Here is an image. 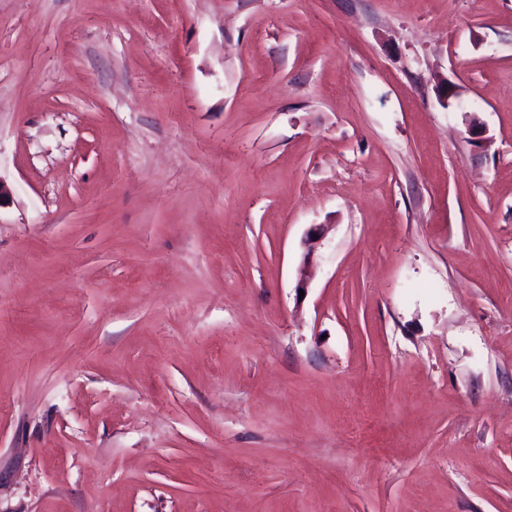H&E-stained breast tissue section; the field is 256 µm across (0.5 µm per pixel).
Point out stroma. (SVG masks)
Listing matches in <instances>:
<instances>
[{"instance_id":"1","label":"stroma","mask_w":512,"mask_h":512,"mask_svg":"<svg viewBox=\"0 0 512 512\" xmlns=\"http://www.w3.org/2000/svg\"><path fill=\"white\" fill-rule=\"evenodd\" d=\"M0 181V512H512V0H0Z\"/></svg>"}]
</instances>
